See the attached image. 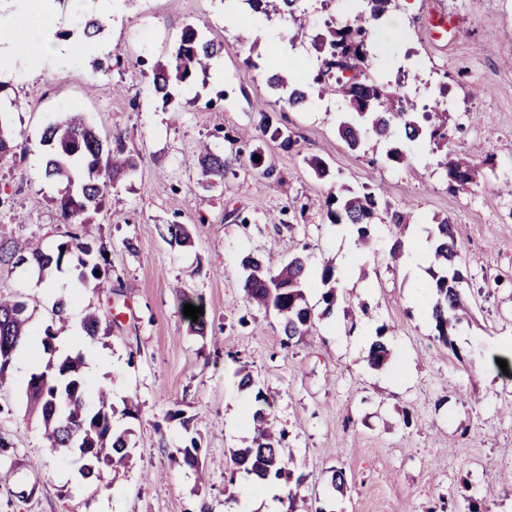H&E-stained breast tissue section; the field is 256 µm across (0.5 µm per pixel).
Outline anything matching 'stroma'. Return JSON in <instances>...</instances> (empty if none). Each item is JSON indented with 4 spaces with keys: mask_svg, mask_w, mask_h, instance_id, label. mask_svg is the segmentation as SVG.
<instances>
[{
    "mask_svg": "<svg viewBox=\"0 0 512 512\" xmlns=\"http://www.w3.org/2000/svg\"><path fill=\"white\" fill-rule=\"evenodd\" d=\"M302 7L296 18L268 21L278 37L266 40L251 30L258 14L230 0H138L119 10L109 0H58L57 30L78 31L87 17L107 21L87 53L72 56L47 52L38 10L0 0V13L22 23L29 43L0 93L18 144L14 159L0 161V230L37 239L48 252L75 234L106 256L99 282H79L66 266L0 272V298L27 304L31 339L0 388V437L8 442L0 468L12 472L0 483V512H225L228 496L246 492L266 512L263 488L231 461L232 449L252 444L248 416L260 389L274 395L271 416L305 476L298 512H462L468 496L490 512H512V379L491 371L496 345L512 338V195L503 190L512 183V0H399L374 32V79L403 85L420 105L446 82L459 125L449 151L479 145L489 156L475 185L456 192L428 147L398 140L412 156L407 166L385 161L381 144L352 150L338 133L340 99L314 90L291 107L268 87L272 72L288 68L308 83L318 64L314 39L326 22L356 14L354 0ZM435 10L455 18L454 38L431 37ZM189 24L223 49L165 101L152 91L153 68ZM95 59L105 67L93 70ZM74 112L141 158L84 224L63 223L53 200L65 184L41 175L44 128ZM275 128L280 137H271ZM244 129L251 139L231 144ZM285 135L292 147L283 146ZM205 146L224 155V179L202 178ZM310 156L327 163L326 177L308 167ZM367 186L380 192L373 244L355 256L325 209L307 202ZM407 201L415 218L406 235L446 217L461 251L474 319L448 347L428 315V265L408 254L388 260L390 213ZM273 214L282 222L268 223ZM167 224L186 225L190 245L163 239ZM270 253L307 257L313 305L324 291L318 275L333 265L344 297L367 302L370 320L352 330L337 315L321 322L319 335L281 346L279 319L251 308L244 292L243 258ZM46 281L56 293H42ZM60 301L72 330L86 313L101 315L97 339L82 351L86 399L95 403L99 389H110L114 424L129 432L125 467L97 478L81 476L78 452L49 451L27 400L30 375L48 360L38 342ZM189 302L203 307L204 331L185 317ZM378 338L391 356L374 369L368 355ZM243 364L254 388L238 387ZM128 405L134 416H123ZM192 441L203 483L177 453ZM337 468L350 486L343 497L331 488Z\"/></svg>",
    "mask_w": 512,
    "mask_h": 512,
    "instance_id": "35a3bbf8",
    "label": "stroma"
}]
</instances>
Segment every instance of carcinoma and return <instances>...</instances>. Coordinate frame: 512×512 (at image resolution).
<instances>
[{"mask_svg":"<svg viewBox=\"0 0 512 512\" xmlns=\"http://www.w3.org/2000/svg\"><path fill=\"white\" fill-rule=\"evenodd\" d=\"M255 13L271 19L287 15L295 17L301 0H243ZM399 0H364L350 24L340 27L328 26V37L320 48L328 47L321 67L313 78L325 94L342 98L348 113L353 118L339 125V134L353 150H361L367 143V130H372L379 139L390 140L395 136L410 142L429 144L438 150L447 145L449 133L459 129L452 112L440 101L427 112L410 111V102L404 92H387L371 81L365 71L369 69L373 55L368 41L374 33L376 23L398 8ZM223 49L206 39L195 27L188 25L181 33L177 46L166 62H159L153 70V86L162 99H168L169 89L174 84L186 82L195 73H205L210 62ZM268 84L287 93L288 105L302 104L308 97L304 87L294 85L288 76L276 72L268 76ZM43 143L49 147L42 175L48 179L71 180V166L83 164L88 178L80 187L78 195L70 192L54 199L64 223H83L82 215L103 207L114 184L132 175L138 169V159L125 153L123 147L111 149L104 145L95 128L85 122L79 114L47 126L43 132ZM15 138L11 128V116L0 111V158L15 156ZM202 174L206 177L224 178L226 163L224 156L205 152L199 160ZM443 165L448 176V185L454 191H463L473 183L477 162L473 158L457 157L445 152ZM378 205L374 191H352L340 196L330 195L324 201L330 222L351 227L357 235V245L365 247L370 242L371 220ZM411 208L392 212L389 231L394 238L392 258L402 254L403 229L410 223ZM162 236L171 243L185 245L190 241L187 227L183 224H168ZM437 245L433 262L441 266L445 274L435 282L436 303L432 307L437 338L452 346L449 336L472 319L468 302L462 297L459 284L463 279L459 269L460 253L449 219L444 218L431 229ZM94 248L91 243L76 236L57 245L56 251L45 252L34 243L21 244L12 237L0 233V270L30 263L39 269L66 264L78 271L82 283L100 277L95 271L101 269L93 261ZM243 265L249 270L244 283L248 303L273 312L281 318L282 332L286 340L297 336L312 335L318 331L319 323L333 313L339 304V277L331 265L320 272L321 284L326 291L321 295L322 311L314 312L306 290L310 281L306 259L297 255L288 262L274 268L254 257H246ZM27 305L23 301H0V385L5 383L15 354L29 337L26 315ZM389 356L387 346L380 340L372 343L369 364L380 367ZM83 356L67 355L46 363L43 370L30 376L27 383L28 403L40 412L44 436L48 449L55 453L79 450L85 458L81 473L88 478L101 467L117 468L126 464L127 431L113 427L115 409L109 402L106 391L98 392L97 401L89 405L85 397L84 383L80 376ZM257 398L264 406L251 414L254 427L252 445L232 451V462L237 470L267 483L280 487L284 496L280 502L287 505L286 512H296L298 489L304 476H294L293 459L286 457V433L276 431L266 408L271 406L266 396Z\"/></svg>","mask_w":512,"mask_h":512,"instance_id":"carcinoma-1","label":"carcinoma"}]
</instances>
